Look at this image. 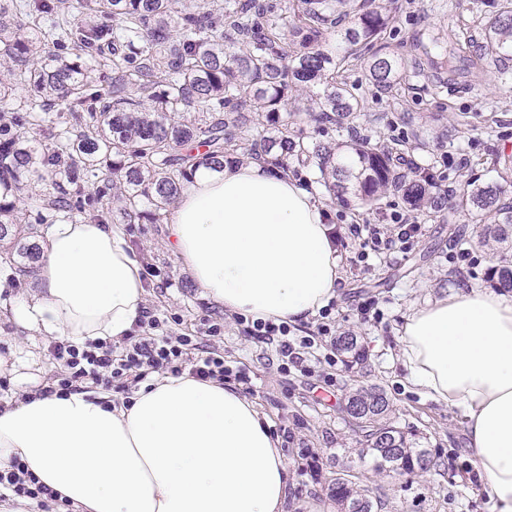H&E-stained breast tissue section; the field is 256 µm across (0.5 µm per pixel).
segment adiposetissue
Segmentation results:
<instances>
[{"label": "adipose tissue", "instance_id": "ef3b65f1", "mask_svg": "<svg viewBox=\"0 0 512 512\" xmlns=\"http://www.w3.org/2000/svg\"><path fill=\"white\" fill-rule=\"evenodd\" d=\"M168 245L204 296L251 319L309 320L341 279L327 213L290 175L252 159L199 169L170 210ZM121 225L56 221L39 288L16 316L76 345L118 342L145 306ZM401 360L423 396L460 409L494 512H512V295L457 290L414 306ZM127 406L73 391L0 410V471L21 459L75 512H283L291 474L269 424L234 386L150 378Z\"/></svg>", "mask_w": 512, "mask_h": 512}]
</instances>
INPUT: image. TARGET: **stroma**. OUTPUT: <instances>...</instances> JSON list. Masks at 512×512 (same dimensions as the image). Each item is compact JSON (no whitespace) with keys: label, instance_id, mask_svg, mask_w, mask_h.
Segmentation results:
<instances>
[{"label":"stroma","instance_id":"35a3bbf8","mask_svg":"<svg viewBox=\"0 0 512 512\" xmlns=\"http://www.w3.org/2000/svg\"><path fill=\"white\" fill-rule=\"evenodd\" d=\"M379 2L389 5L393 16L387 41L408 67L401 85L389 94L378 91L363 68L346 72L364 104L358 128L379 145L399 142L409 168L434 172L447 202L421 212V230L397 262L385 264L370 257L372 269L365 273L351 262L345 226L359 217L389 223L392 214L407 208L401 195H386L370 210L346 206L334 200L308 169L298 168L295 174L327 208L335 226L344 276L333 310L336 330L352 332L365 346L363 372L337 364L331 386L317 371L279 373L273 353L246 337L223 306L203 297L169 249L167 225L128 224L124 230L145 272L149 310L162 318L179 315L182 330L191 332L206 318L223 322L224 363L250 377L252 399L279 438L292 474L284 512H333L316 494L350 461L362 474L361 486L381 494L383 512H493L481 482L469 476L475 463L463 413L423 398L408 383L398 331L412 306L459 289L489 285L491 255L475 245L476 220L459 200L468 185L494 182L512 201V166L497 163L500 157L512 158V60L495 67L479 57L482 28L498 0H415L411 6L405 0ZM442 29L453 35V64L447 88L437 93L431 74L419 69L418 58L421 41ZM37 286L36 279L18 284L9 272H0V355L13 363L12 370L0 373V408L55 374L52 338L28 331L14 318L16 303ZM369 298L377 300L380 316L365 323L358 307ZM361 385L383 390L392 405L393 425L415 447L428 449L436 468L413 478L367 470L358 459L361 446L340 411L345 396ZM310 451L318 457L315 475L302 460Z\"/></svg>","mask_w":512,"mask_h":512}]
</instances>
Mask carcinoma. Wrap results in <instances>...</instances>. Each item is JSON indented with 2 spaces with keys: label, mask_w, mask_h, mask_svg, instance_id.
<instances>
[{
  "label": "carcinoma",
  "mask_w": 512,
  "mask_h": 512,
  "mask_svg": "<svg viewBox=\"0 0 512 512\" xmlns=\"http://www.w3.org/2000/svg\"><path fill=\"white\" fill-rule=\"evenodd\" d=\"M392 20L375 0H0V264L18 279L34 273L45 212L75 224H163L199 168L245 158L307 167L342 203L400 193L415 208L437 205L435 175L402 170L388 148L365 137L311 143L289 127L288 101L307 96L318 128L354 130L363 105L342 73L355 61L380 91L400 84L401 58L384 42ZM332 32L341 56L323 49ZM485 39V54L512 60V0L498 4ZM431 45L430 66L448 70L447 42ZM39 183L32 220L23 204ZM502 197L488 183L461 203L482 216L478 246L497 256L489 282L512 291V202ZM339 345L363 360L354 334ZM342 412L374 472L436 465L391 423L380 389L357 388ZM326 497L336 512L383 506L345 477Z\"/></svg>",
  "instance_id": "obj_1"
}]
</instances>
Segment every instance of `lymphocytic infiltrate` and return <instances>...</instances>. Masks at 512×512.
<instances>
[{
	"label": "lymphocytic infiltrate",
	"instance_id": "obj_1",
	"mask_svg": "<svg viewBox=\"0 0 512 512\" xmlns=\"http://www.w3.org/2000/svg\"><path fill=\"white\" fill-rule=\"evenodd\" d=\"M420 229L417 213L405 211L392 215L390 225L362 222L348 225L347 236L357 245L359 262L369 256L391 257L397 247H409ZM315 330L298 334L295 325L272 320L246 321L238 317L245 333L275 353L281 373L310 372V360L315 350L336 342V322L331 308H323ZM140 334L124 339L121 353H114L110 343H89L79 347L68 341L56 342L51 353L57 363V373L48 385L37 389L45 397L60 396L87 387L102 386L126 394L134 382L149 374L161 372L178 376L184 373L202 381H224L232 377L242 384L250 378L225 366L220 351L221 327L209 325L196 333H179L169 319L144 312ZM21 498L36 501L40 512H71L68 500L41 483L26 464L13 461L10 470L0 471V499Z\"/></svg>",
	"mask_w": 512,
	"mask_h": 512
}]
</instances>
